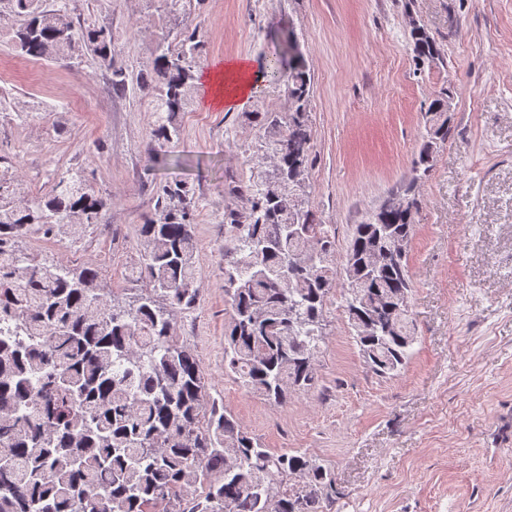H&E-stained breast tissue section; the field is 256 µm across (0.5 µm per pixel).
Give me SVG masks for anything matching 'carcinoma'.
<instances>
[{"label":"carcinoma","instance_id":"obj_1","mask_svg":"<svg viewBox=\"0 0 512 512\" xmlns=\"http://www.w3.org/2000/svg\"><path fill=\"white\" fill-rule=\"evenodd\" d=\"M22 23L13 42L41 60L92 54L112 66V35L75 25L65 0H0ZM415 57L439 51L425 29H410ZM195 34H167L140 87L159 114L154 136L170 142L173 122L193 100L199 75ZM290 103L285 126L265 151L275 160L250 190L245 220L230 210L234 247L224 267L231 320L224 333V374L247 391L283 405L312 387L323 322L336 281L348 324L366 365L381 377L405 368L416 342L407 246L417 200L387 203L352 230L346 261L316 221L303 194L311 132V77L302 53L269 63ZM434 99L415 171H428L448 140L450 113ZM164 204L141 225L147 248L132 278L141 293L122 305L103 293L99 271L49 266L20 249L32 229L47 237L77 236L108 208L80 174L58 177L37 199L0 174V512H78L101 497L105 512H171L188 495L190 512H320L335 478L299 451L275 454L216 402L205 399L199 361L179 342L172 311L198 302L196 201L176 182ZM318 249L313 265L296 258Z\"/></svg>","mask_w":512,"mask_h":512}]
</instances>
